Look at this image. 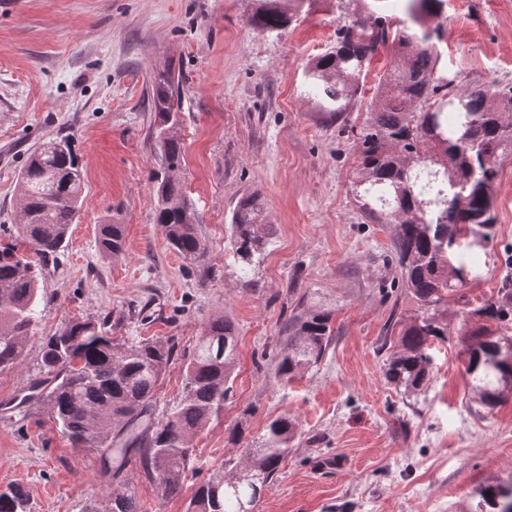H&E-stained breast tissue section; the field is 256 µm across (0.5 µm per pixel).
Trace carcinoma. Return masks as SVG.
I'll use <instances>...</instances> for the list:
<instances>
[{
    "label": "carcinoma",
    "instance_id": "cac0c4a2",
    "mask_svg": "<svg viewBox=\"0 0 512 512\" xmlns=\"http://www.w3.org/2000/svg\"><path fill=\"white\" fill-rule=\"evenodd\" d=\"M445 0H407L405 20L394 26L384 17L353 19L336 45L306 72L309 87L323 93L333 112L354 105L379 47L387 44L397 59L373 89L360 130L361 154L356 192L363 213L377 224H394L392 258L404 292L417 306L403 325L397 349L384 375L395 389L415 393L430 380L428 349L448 336V297L464 287L468 262L454 260L457 240L495 222L494 180L499 164L512 157V86L496 83L473 89L439 73L437 43L443 40ZM290 18L270 3L252 16L253 27L279 32ZM154 144L163 171L155 174L159 224L170 247L195 267L208 248L199 229V213L185 184L177 178L184 162L182 139L170 127L180 123V79L167 72L152 81ZM84 174L66 139L42 143L28 157L18 178L15 237L42 258L68 243L83 203ZM259 196L241 198L232 211L228 247L245 268L261 258L273 235L265 223ZM98 247L108 257L124 254L121 224L99 227ZM41 302L38 274L30 256L15 242L0 245V371L18 365L35 335ZM486 321L472 333L467 372L480 403L495 407L512 383V339L497 334L512 325V280L498 299L473 310ZM332 311L305 306L292 311L274 364L283 384L316 368L335 338ZM496 326L491 330L488 324ZM238 328L220 314L209 320L184 362L182 396L169 413L156 417L154 397L173 348L162 341L129 343L109 335L105 323L76 317L41 338L39 371L22 402L48 406L55 423L73 443L103 448L101 470L117 481L138 455L146 476L163 495L182 489L191 458L190 444L224 409L237 353ZM296 425L272 420L263 435L245 449L246 473L234 476L229 459L192 496L187 512H253L263 486L279 471ZM481 495L474 512H512L503 507L502 485ZM0 512H30L24 487L0 492ZM107 512H138L135 495L122 486L112 491Z\"/></svg>",
    "mask_w": 512,
    "mask_h": 512
}]
</instances>
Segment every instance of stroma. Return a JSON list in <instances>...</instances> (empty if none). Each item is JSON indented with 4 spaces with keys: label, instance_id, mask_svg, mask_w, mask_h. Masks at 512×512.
Wrapping results in <instances>:
<instances>
[{
    "label": "stroma",
    "instance_id": "stroma-1",
    "mask_svg": "<svg viewBox=\"0 0 512 512\" xmlns=\"http://www.w3.org/2000/svg\"><path fill=\"white\" fill-rule=\"evenodd\" d=\"M278 3L293 21L266 34L250 23L257 0H0V242L15 223L18 175L42 142L71 137L86 182L68 244L39 277L37 337L20 365L0 371V491L24 486L31 512H105L112 493L100 448L71 444L46 405L18 402L38 370L39 337L76 315L110 316L128 342L172 346L160 416L182 395V365L207 321L224 314L239 329L224 411L194 438L181 493L162 496L138 459L126 467L140 512H186L197 486L279 416L297 436L256 512H473L485 487L512 478V394L482 406L465 353L474 309L512 279V162L499 167L488 239L460 247L473 272L448 301L430 380L400 394L384 363L415 305L393 285L394 225L373 223L353 195L356 134L392 49L376 53L346 112L327 111L305 75L355 15L396 22L403 0ZM441 22L442 73L464 86L512 85V0H447ZM167 69L182 81L181 178L209 247L204 270L154 219L151 81ZM249 194L275 233L245 270L224 244ZM110 222L124 227L118 259L97 246ZM306 295L332 308L335 339L317 368L284 386L271 361Z\"/></svg>",
    "mask_w": 512,
    "mask_h": 512
}]
</instances>
